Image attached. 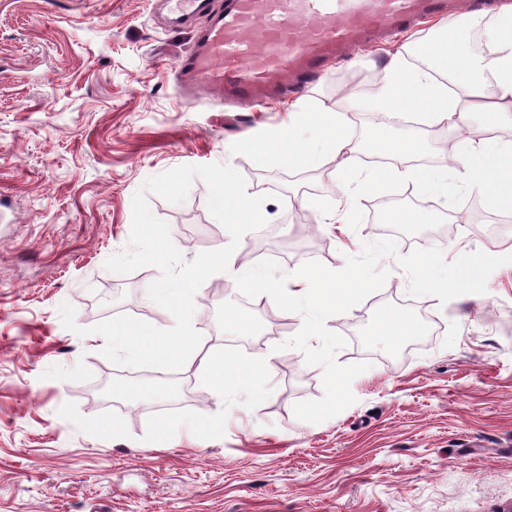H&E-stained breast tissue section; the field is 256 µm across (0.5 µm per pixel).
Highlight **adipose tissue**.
Listing matches in <instances>:
<instances>
[{
	"mask_svg": "<svg viewBox=\"0 0 512 512\" xmlns=\"http://www.w3.org/2000/svg\"><path fill=\"white\" fill-rule=\"evenodd\" d=\"M475 14L441 26L435 36L421 43L418 64H410L404 53L390 55L377 73L368 92H350V102L367 103L374 111L394 118L418 112L432 121L449 123L467 147L465 156L451 158L440 166L405 167L394 170V177L412 182L425 194L447 195L449 188L484 196L492 208L512 211V144L498 143L499 118L512 112V6L502 7L486 32L489 56L476 65L469 45L460 31ZM491 73L493 102L479 104L484 87L477 79L478 70ZM483 112L480 123H473L474 112ZM301 121L321 130L323 142L313 147L298 135L286 132L277 140L260 143V162L286 160L300 166L320 161L335 163L339 174L337 202L352 208L357 188H371L381 178L370 172L354 173L357 145L348 134L349 114L323 102L299 111Z\"/></svg>",
	"mask_w": 512,
	"mask_h": 512,
	"instance_id": "adipose-tissue-1",
	"label": "adipose tissue"
}]
</instances>
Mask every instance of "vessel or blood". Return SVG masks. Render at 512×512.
<instances>
[{
  "label": "vessel or blood",
  "instance_id": "obj_1",
  "mask_svg": "<svg viewBox=\"0 0 512 512\" xmlns=\"http://www.w3.org/2000/svg\"><path fill=\"white\" fill-rule=\"evenodd\" d=\"M490 0H226L175 64L190 103L203 92L228 104H255L321 76L327 64L377 38L462 5ZM178 18L208 11L209 0H167Z\"/></svg>",
  "mask_w": 512,
  "mask_h": 512
}]
</instances>
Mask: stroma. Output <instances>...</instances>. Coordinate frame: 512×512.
<instances>
[{"instance_id": "obj_1", "label": "stroma", "mask_w": 512, "mask_h": 512, "mask_svg": "<svg viewBox=\"0 0 512 512\" xmlns=\"http://www.w3.org/2000/svg\"><path fill=\"white\" fill-rule=\"evenodd\" d=\"M160 0H0V512H502L512 506V263L496 269L480 298L440 305L413 297L398 256L439 248L446 261L480 250L512 253V222L483 197L423 195L413 183L383 179L356 203L355 217L328 224L337 210L336 171L285 162L258 165L255 147L287 127L298 105L347 107L343 87L371 88L374 65L407 40L400 32L336 61L300 95L256 109L193 106L176 92L172 66L209 21L169 26ZM419 139L421 166L441 163L461 143L446 124L379 125L353 109L349 134L362 149L355 170L382 162L367 147L377 132ZM226 164L261 195L262 232L245 234L239 252L273 253L282 272L308 261L331 270L364 243L396 239L397 257L379 260L383 289L326 326L346 344L342 365L366 364L354 404L320 422L299 420L295 403L324 395L323 370L300 350H278L303 318L267 297L241 302L224 274L195 295L194 328L209 350L261 346L272 393L256 408H224L195 367L138 393L115 381L126 371L102 354L94 326L120 315L163 328L160 308L142 311L139 294L160 272H111L107 260L129 245L132 201L145 180L182 165ZM315 196L322 211L302 200ZM184 260L230 242L211 215L208 188L194 179L186 200L147 193ZM429 204V224L390 215ZM313 232L302 235L299 220ZM76 310V330L60 308ZM245 322L233 329L225 311ZM413 319L418 332L384 345L380 317ZM227 410L222 437L178 430L145 441L149 416L170 410ZM111 431H103L102 422Z\"/></svg>"}]
</instances>
